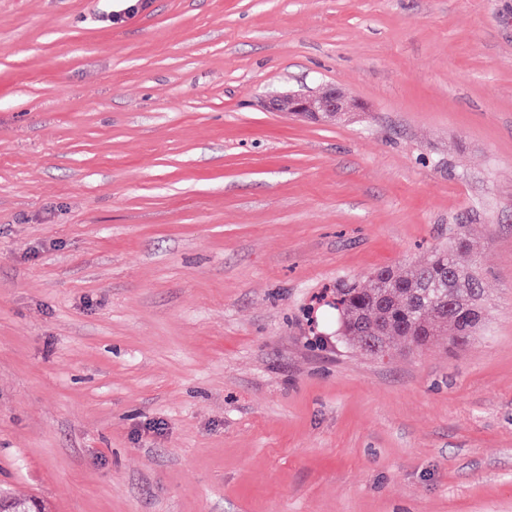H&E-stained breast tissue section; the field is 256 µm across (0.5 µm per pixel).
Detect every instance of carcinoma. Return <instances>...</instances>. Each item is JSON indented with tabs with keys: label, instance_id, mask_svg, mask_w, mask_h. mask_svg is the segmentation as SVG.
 Here are the masks:
<instances>
[{
	"label": "carcinoma",
	"instance_id": "obj_1",
	"mask_svg": "<svg viewBox=\"0 0 512 512\" xmlns=\"http://www.w3.org/2000/svg\"><path fill=\"white\" fill-rule=\"evenodd\" d=\"M470 249L468 240L456 237L446 249L434 252L423 265L373 273L367 288H344L337 298L338 330L353 346L383 357L398 345L421 347L438 337L459 346V321L450 308L487 309L477 266L462 265L456 254ZM43 512L37 501L20 502L0 497V512L18 504Z\"/></svg>",
	"mask_w": 512,
	"mask_h": 512
}]
</instances>
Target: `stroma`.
Masks as SVG:
<instances>
[{"label": "stroma", "instance_id": "1", "mask_svg": "<svg viewBox=\"0 0 512 512\" xmlns=\"http://www.w3.org/2000/svg\"><path fill=\"white\" fill-rule=\"evenodd\" d=\"M121 2L0 0V492L512 512V0ZM323 84L361 110L266 107ZM459 232L474 339L337 334Z\"/></svg>", "mask_w": 512, "mask_h": 512}]
</instances>
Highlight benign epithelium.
<instances>
[{
  "label": "benign epithelium",
  "mask_w": 512,
  "mask_h": 512,
  "mask_svg": "<svg viewBox=\"0 0 512 512\" xmlns=\"http://www.w3.org/2000/svg\"><path fill=\"white\" fill-rule=\"evenodd\" d=\"M277 112H286L313 121H334L359 109L357 101L345 91L325 85L314 91L290 92L271 101Z\"/></svg>",
  "instance_id": "benign-epithelium-1"
}]
</instances>
